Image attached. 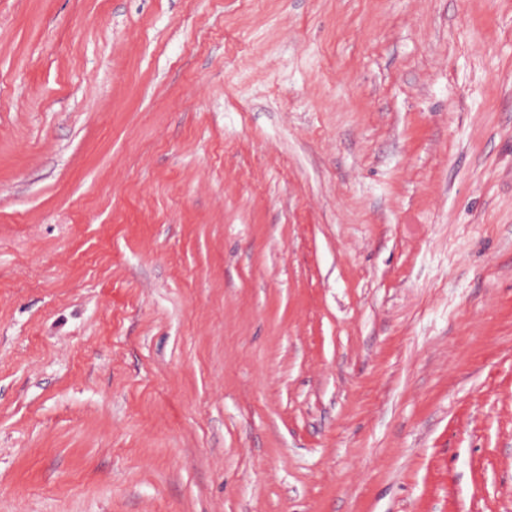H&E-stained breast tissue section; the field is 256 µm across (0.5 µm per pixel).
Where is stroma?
Masks as SVG:
<instances>
[{"instance_id": "1", "label": "stroma", "mask_w": 512, "mask_h": 512, "mask_svg": "<svg viewBox=\"0 0 512 512\" xmlns=\"http://www.w3.org/2000/svg\"><path fill=\"white\" fill-rule=\"evenodd\" d=\"M0 512H512V0H0Z\"/></svg>"}]
</instances>
